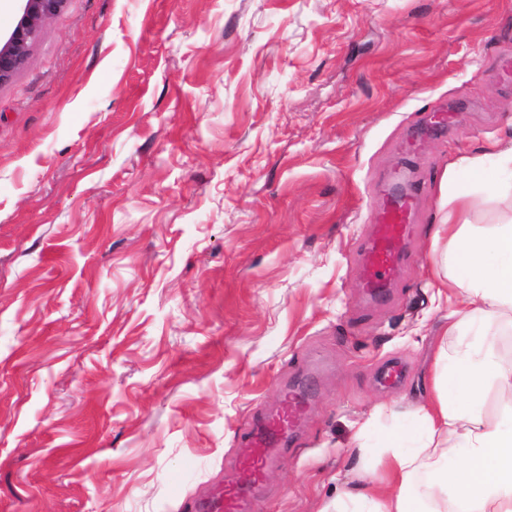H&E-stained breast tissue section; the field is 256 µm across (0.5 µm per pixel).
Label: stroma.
Here are the masks:
<instances>
[{
  "instance_id": "1",
  "label": "stroma",
  "mask_w": 512,
  "mask_h": 512,
  "mask_svg": "<svg viewBox=\"0 0 512 512\" xmlns=\"http://www.w3.org/2000/svg\"><path fill=\"white\" fill-rule=\"evenodd\" d=\"M493 140L512 0H66L0 87V512H189L307 381L259 512H332L431 395L433 226ZM412 196L390 197L379 213V224L374 228L365 255L369 275L365 288L372 296H379L388 288L389 278L402 261V242L412 216Z\"/></svg>"
}]
</instances>
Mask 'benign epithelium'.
Segmentation results:
<instances>
[{"mask_svg":"<svg viewBox=\"0 0 512 512\" xmlns=\"http://www.w3.org/2000/svg\"><path fill=\"white\" fill-rule=\"evenodd\" d=\"M22 13L0 46V87L12 81L27 59L45 21L56 15L65 0H21Z\"/></svg>","mask_w":512,"mask_h":512,"instance_id":"1","label":"benign epithelium"}]
</instances>
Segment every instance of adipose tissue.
<instances>
[{
	"label": "adipose tissue",
	"instance_id": "ef3b65f1",
	"mask_svg": "<svg viewBox=\"0 0 512 512\" xmlns=\"http://www.w3.org/2000/svg\"><path fill=\"white\" fill-rule=\"evenodd\" d=\"M484 157L448 166V215L434 239H447L438 265L436 295L456 307L448 315L431 397L413 415L420 432L411 449L406 434L385 436L358 487L347 493L360 512H512V425L491 424L483 392L496 385L512 414V361H503L490 333L512 324V215L471 232L476 190L487 188Z\"/></svg>",
	"mask_w": 512,
	"mask_h": 512
}]
</instances>
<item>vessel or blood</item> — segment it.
<instances>
[{"label": "vessel or blood", "mask_w": 512, "mask_h": 512, "mask_svg": "<svg viewBox=\"0 0 512 512\" xmlns=\"http://www.w3.org/2000/svg\"><path fill=\"white\" fill-rule=\"evenodd\" d=\"M411 216L412 197L408 194L389 198L379 214L365 255L369 271L366 288L372 296L382 294L401 264L402 242ZM304 406L302 393L289 392L275 413L254 426L235 472L225 481L223 492L207 503L205 512H258L255 490L275 452L287 446Z\"/></svg>", "instance_id": "obj_1"}]
</instances>
